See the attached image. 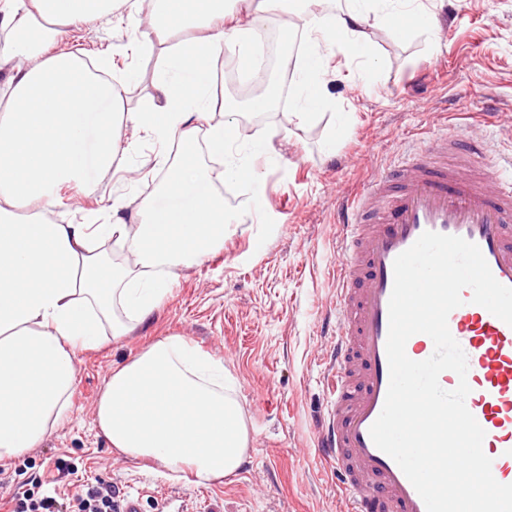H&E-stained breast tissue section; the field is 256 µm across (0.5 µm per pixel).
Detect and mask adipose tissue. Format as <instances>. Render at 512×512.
Segmentation results:
<instances>
[{
	"instance_id": "adipose-tissue-1",
	"label": "adipose tissue",
	"mask_w": 512,
	"mask_h": 512,
	"mask_svg": "<svg viewBox=\"0 0 512 512\" xmlns=\"http://www.w3.org/2000/svg\"><path fill=\"white\" fill-rule=\"evenodd\" d=\"M127 0H0V461L39 447L70 406L75 355L126 336L157 309L175 270L224 247L231 224L224 197L196 164L170 162L173 141L197 139L212 107L213 63L241 29L264 28L270 14L298 17L310 43L296 58L297 110L305 122L330 108L323 92L329 49L373 62L368 31L430 32L421 0H263L241 15L239 0H148L152 31L176 29L149 106L121 104V83L92 79L77 56L56 52L66 28L111 15ZM40 26L37 40L12 31ZM160 143L166 201L126 213L113 201L101 224H61L44 214L66 185L88 170L110 172L126 131ZM235 127H211L208 148L222 157V180L238 179L241 154L230 152ZM112 448L207 485L245 463L243 409L224 379V364L182 336L163 337L113 368L95 407Z\"/></svg>"
}]
</instances>
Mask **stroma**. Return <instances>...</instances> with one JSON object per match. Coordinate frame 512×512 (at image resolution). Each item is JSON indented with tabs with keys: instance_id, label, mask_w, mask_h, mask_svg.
Instances as JSON below:
<instances>
[{
	"instance_id": "obj_1",
	"label": "stroma",
	"mask_w": 512,
	"mask_h": 512,
	"mask_svg": "<svg viewBox=\"0 0 512 512\" xmlns=\"http://www.w3.org/2000/svg\"><path fill=\"white\" fill-rule=\"evenodd\" d=\"M435 35H369L378 58L370 82L345 81L356 63L327 57V112L296 126L293 99L272 112L237 114L240 142L271 141L250 155L237 182L224 184V209L242 216L224 248L180 268L164 302L129 336L77 352L68 414L40 447L0 462V512L39 486L68 494L94 480L120 496L139 495L141 512H344L336 476L315 452L330 396L328 352L335 337L337 205L402 152L409 135H486L512 153V0H424ZM148 28L123 10L69 27L60 51L130 73L122 99L148 105L163 46L131 54ZM132 150L114 174L89 171L84 193L63 188L51 219L79 222L118 197L160 199L165 170L156 144L129 135ZM185 337L235 382L249 429L247 460L223 483H190L149 460L113 451L94 407L113 367L154 341Z\"/></svg>"
}]
</instances>
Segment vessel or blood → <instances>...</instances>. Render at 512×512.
Masks as SVG:
<instances>
[{
	"mask_svg": "<svg viewBox=\"0 0 512 512\" xmlns=\"http://www.w3.org/2000/svg\"><path fill=\"white\" fill-rule=\"evenodd\" d=\"M336 343L330 356L329 424L317 439L336 470L346 512H426L397 463L370 436L388 386L386 342L396 257L427 231L480 248L494 277L512 287V167L501 170L488 142L441 135L415 141L336 214ZM448 317L468 361L466 407L485 432L494 478L512 484V326L470 301ZM409 358L434 352L424 334Z\"/></svg>",
	"mask_w": 512,
	"mask_h": 512,
	"instance_id": "obj_1",
	"label": "vessel or blood"
}]
</instances>
